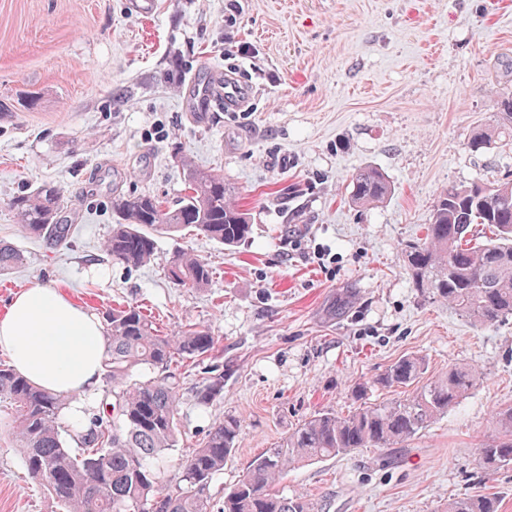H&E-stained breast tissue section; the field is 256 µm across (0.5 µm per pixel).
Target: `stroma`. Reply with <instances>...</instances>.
<instances>
[{
  "label": "stroma",
  "mask_w": 512,
  "mask_h": 512,
  "mask_svg": "<svg viewBox=\"0 0 512 512\" xmlns=\"http://www.w3.org/2000/svg\"><path fill=\"white\" fill-rule=\"evenodd\" d=\"M240 43L252 58H229ZM215 70L235 71L250 99L202 117L184 93ZM508 93L512 0H157L147 20L127 0H0V241L24 256L0 276V312L49 286L101 317L134 304L165 334L210 330L224 397L196 407L202 367L178 364L183 437L167 473L211 423L240 419L215 503L293 428L352 411V385L398 358L424 356L431 377L474 366L476 386L408 442L306 464L278 489L314 512H446L481 493L512 512V468L484 475L477 455L512 408V320L480 329L422 297L403 255L441 190L512 177V136L469 146ZM184 153L234 183L250 239L228 248L190 232L159 239L146 266L112 261L114 193L176 202ZM366 165L392 193L361 210L350 176ZM45 182L72 226L59 246L25 237L9 206ZM179 249L210 263L207 290L168 281ZM55 510L0 425V512Z\"/></svg>",
  "instance_id": "obj_1"
}]
</instances>
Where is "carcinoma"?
Segmentation results:
<instances>
[{
	"label": "carcinoma",
	"mask_w": 512,
	"mask_h": 512,
	"mask_svg": "<svg viewBox=\"0 0 512 512\" xmlns=\"http://www.w3.org/2000/svg\"><path fill=\"white\" fill-rule=\"evenodd\" d=\"M493 123L478 128L471 146L491 144L512 131V95L496 102ZM185 192L175 204L154 195H116L115 224L103 244L112 260L129 267L152 261L157 240L190 230L228 247L247 241L251 219L238 202L237 188L224 175L198 167L180 156ZM351 203L369 208L392 193L378 168H358L351 177ZM22 233L49 244L68 238L62 223L63 191L42 184L10 200ZM491 237L474 241L478 226ZM23 261L19 249L0 243V274ZM405 270L422 295L448 304L477 328L512 319V179L491 185L472 182L441 191L425 236L405 246ZM168 278L183 288L204 290L212 268L199 256L179 250L169 262ZM107 352L103 361L104 394L99 406L84 407L71 417L72 440L61 435V416L75 396L40 388L0 362V408L6 406L17 452L32 478L46 483L62 512H313L302 494L288 497L272 487L292 468L336 458L360 448H393L425 430L448 412L477 383V369L461 364L416 388L405 398L373 403L374 386L406 388L427 371L426 359L411 355L389 365L372 382L359 383L347 415L323 412L288 433L257 456L213 510L206 488L224 472L241 433V421L229 416L212 423L204 438L179 463L173 479L164 480L167 454L180 435L178 387L172 363L202 361L216 348L206 328L188 324L165 336L151 317L134 304L106 315ZM146 367L157 375L138 377ZM224 397V369L204 368L193 390L197 405ZM499 436L478 448L479 462L491 476L512 465V408L498 414ZM448 512H498L495 498L473 494L448 502Z\"/></svg>",
	"instance_id": "cac0c4a2"
}]
</instances>
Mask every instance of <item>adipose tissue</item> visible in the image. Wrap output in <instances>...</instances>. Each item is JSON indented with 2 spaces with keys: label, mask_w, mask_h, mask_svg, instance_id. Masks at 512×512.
<instances>
[{
  "label": "adipose tissue",
  "mask_w": 512,
  "mask_h": 512,
  "mask_svg": "<svg viewBox=\"0 0 512 512\" xmlns=\"http://www.w3.org/2000/svg\"><path fill=\"white\" fill-rule=\"evenodd\" d=\"M105 349L100 318L54 288L21 290L0 316V350L18 373L55 393L90 394Z\"/></svg>",
  "instance_id": "obj_1"
}]
</instances>
